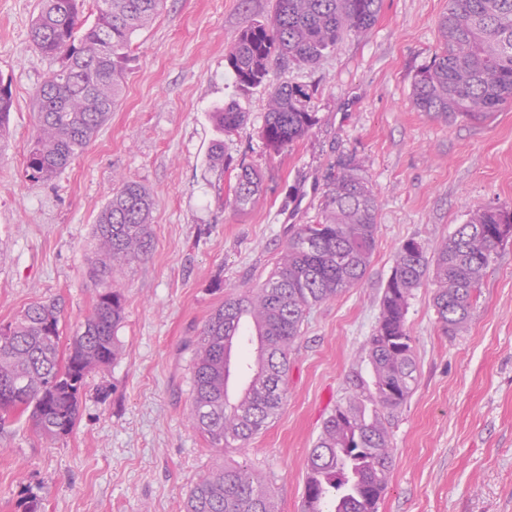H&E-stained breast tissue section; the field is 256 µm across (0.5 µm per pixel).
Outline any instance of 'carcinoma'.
Wrapping results in <instances>:
<instances>
[{"mask_svg": "<svg viewBox=\"0 0 512 512\" xmlns=\"http://www.w3.org/2000/svg\"><path fill=\"white\" fill-rule=\"evenodd\" d=\"M86 0H42L30 28L32 44L58 61L37 87L38 123L25 159V176L50 181L88 146L120 99L131 39L148 27L167 0H110L90 25L80 19ZM382 0H275L266 23L240 31L227 62L237 83L269 88L263 137L278 153L309 134L312 95L300 85L276 84L272 62L317 66L347 34L366 35ZM440 50L416 78L412 104L448 122L490 118L512 103V0H448L438 23ZM12 91L0 93V140L6 138ZM222 131L246 121L235 102L212 113ZM263 190V176L240 164L234 204L245 209ZM153 199L136 182L117 188L95 227L98 259L89 271L96 286L93 308L61 352V306L31 303L15 321L0 325V430L11 414L27 412L39 434L68 435L80 414L89 375L116 361V332L123 298L115 282L124 266L152 247ZM378 203L362 162L342 153L325 177L324 203L311 224L290 229L286 246L258 287L230 296L213 309L193 341L192 403L187 418L219 453L247 445L284 409L289 355L313 307L358 287L370 266ZM512 236V210L482 204L466 223L427 254L413 239L396 249L392 274L380 300L378 325L362 350L371 381L361 372L349 380L343 401L327 416L309 450L305 512H378L394 466L390 416L410 397L417 381L406 313L413 291L436 285L437 319L448 332L461 330L477 302L496 248ZM250 318L252 342L268 345L267 357L247 363L258 388L241 404L224 393V358L243 344L242 319ZM185 512H279L265 480L246 467L222 465L190 488Z\"/></svg>", "mask_w": 512, "mask_h": 512, "instance_id": "1", "label": "carcinoma"}]
</instances>
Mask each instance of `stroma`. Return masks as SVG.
I'll return each instance as SVG.
<instances>
[{
    "instance_id": "obj_1",
    "label": "stroma",
    "mask_w": 512,
    "mask_h": 512,
    "mask_svg": "<svg viewBox=\"0 0 512 512\" xmlns=\"http://www.w3.org/2000/svg\"><path fill=\"white\" fill-rule=\"evenodd\" d=\"M39 8L0 0V81L14 100L0 141V324L47 299L61 305L64 335L83 322L95 225L119 181L153 195V247L121 276L122 355L89 377L72 432L41 438L24 414L0 433V512L32 498L44 512H184L190 486L220 463L261 473L281 512H303L308 452L359 368L396 247L412 238L433 251L470 207L512 208V104L451 124L416 111L413 83L439 49L448 0H383L367 36H344L319 66L275 69V82L313 90L316 120L276 154L261 135L267 87L240 86L226 62L274 0H167L133 35L121 100L96 137L55 179L34 182L24 175L33 93L55 66L30 42ZM231 101L248 117L226 133L211 114ZM344 152L362 160L378 201L370 267L307 314L281 413L246 447L215 454L187 419L190 344L214 307L266 279L292 225L312 223ZM242 162L262 171L264 190L239 210ZM434 293L428 281L409 301L418 379L390 419L395 466L378 512H512V237L456 335L438 322Z\"/></svg>"
}]
</instances>
